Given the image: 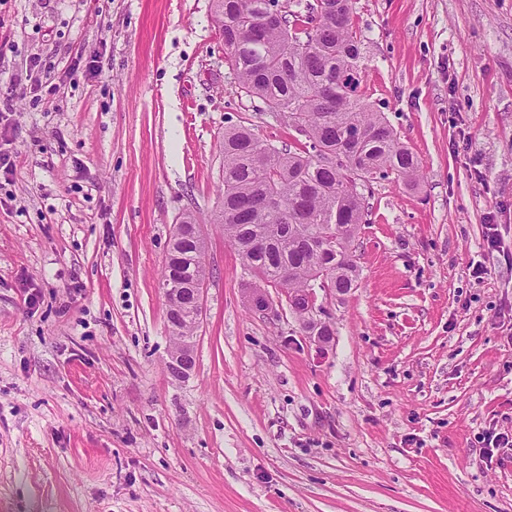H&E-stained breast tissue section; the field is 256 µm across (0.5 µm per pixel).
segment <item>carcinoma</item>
I'll use <instances>...</instances> for the list:
<instances>
[{"mask_svg": "<svg viewBox=\"0 0 512 512\" xmlns=\"http://www.w3.org/2000/svg\"><path fill=\"white\" fill-rule=\"evenodd\" d=\"M214 2L238 89L277 117L298 115L288 128L300 136L279 148L242 126L224 130L217 223L256 282L281 290L307 334L305 312L324 311L307 289L344 295L358 285L351 244L368 223L362 189L391 173L414 185L420 166L364 101L356 0H299L284 14L269 12L268 0ZM204 256L184 240L174 264L204 277ZM169 328L177 341L193 335L191 312Z\"/></svg>", "mask_w": 512, "mask_h": 512, "instance_id": "cac0c4a2", "label": "carcinoma"}]
</instances>
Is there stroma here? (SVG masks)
<instances>
[{"instance_id": "35a3bbf8", "label": "stroma", "mask_w": 512, "mask_h": 512, "mask_svg": "<svg viewBox=\"0 0 512 512\" xmlns=\"http://www.w3.org/2000/svg\"><path fill=\"white\" fill-rule=\"evenodd\" d=\"M213 14L0 0V512H512V447L480 453L512 431V0H357L363 97L423 177L371 183L322 352L279 289L250 309L213 221L225 128L293 135ZM188 211L211 276L179 382L161 277Z\"/></svg>"}]
</instances>
